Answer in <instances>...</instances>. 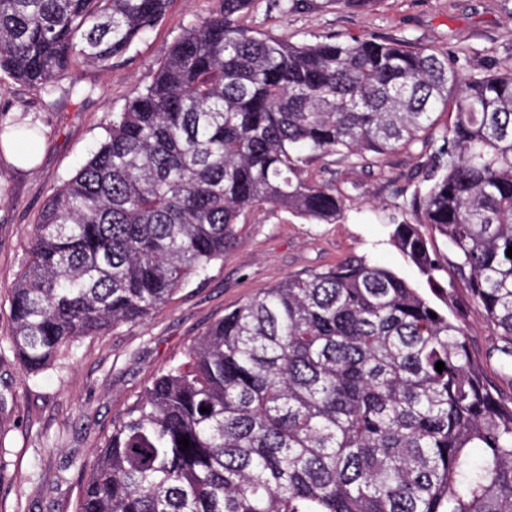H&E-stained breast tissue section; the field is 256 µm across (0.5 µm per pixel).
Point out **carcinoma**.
Returning a JSON list of instances; mask_svg holds the SVG:
<instances>
[{"mask_svg":"<svg viewBox=\"0 0 512 512\" xmlns=\"http://www.w3.org/2000/svg\"><path fill=\"white\" fill-rule=\"evenodd\" d=\"M250 2L217 0L185 29L42 209L9 306L23 367L151 316L224 259L252 208L339 221L343 195L309 157L419 141L423 186L400 207L416 222L391 242L428 282L465 281L512 377V64L467 74L403 41L295 43L240 26ZM168 4L0 0V74L69 95L62 79L110 66ZM11 128L36 147L33 123ZM76 512H512V394L448 311L352 256L210 325L113 425Z\"/></svg>","mask_w":512,"mask_h":512,"instance_id":"obj_1","label":"carcinoma"}]
</instances>
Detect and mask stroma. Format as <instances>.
<instances>
[{"instance_id": "obj_1", "label": "stroma", "mask_w": 512, "mask_h": 512, "mask_svg": "<svg viewBox=\"0 0 512 512\" xmlns=\"http://www.w3.org/2000/svg\"><path fill=\"white\" fill-rule=\"evenodd\" d=\"M211 7L212 0H170L165 18L110 67L76 71L71 96L46 98L24 83L0 79V122L23 115L41 133L32 166H18L0 150V512H75L85 470L115 421L211 323L282 279L352 256L391 269L432 301L450 293L452 311L467 325L487 378L512 389L500 370L496 332L465 282L446 273L440 289H431L390 240L402 195L418 181L424 154L418 143L378 164L340 154L309 161L314 180L344 193L340 221L311 224L284 211L249 210L223 260L150 318L82 337L43 373L26 372L7 339L9 295L42 207L98 147L106 115L123 110L184 28ZM238 23L294 42L359 38L442 48L469 73L512 63V0H378L370 11L298 0L287 14L278 0H253Z\"/></svg>"}]
</instances>
